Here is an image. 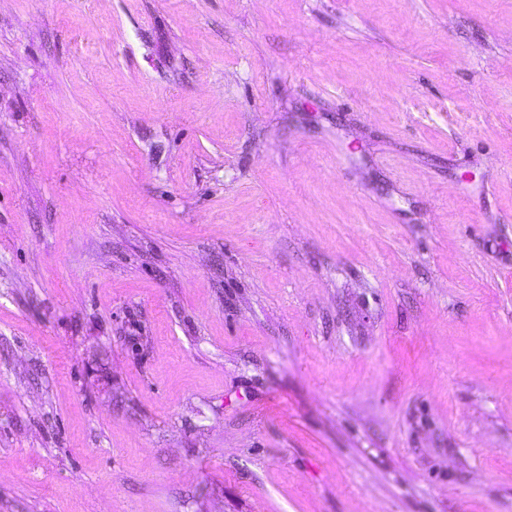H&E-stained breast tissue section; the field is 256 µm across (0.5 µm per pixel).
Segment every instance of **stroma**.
<instances>
[{
  "mask_svg": "<svg viewBox=\"0 0 512 512\" xmlns=\"http://www.w3.org/2000/svg\"><path fill=\"white\" fill-rule=\"evenodd\" d=\"M0 512H512V0H0Z\"/></svg>",
  "mask_w": 512,
  "mask_h": 512,
  "instance_id": "35a3bbf8",
  "label": "stroma"
}]
</instances>
